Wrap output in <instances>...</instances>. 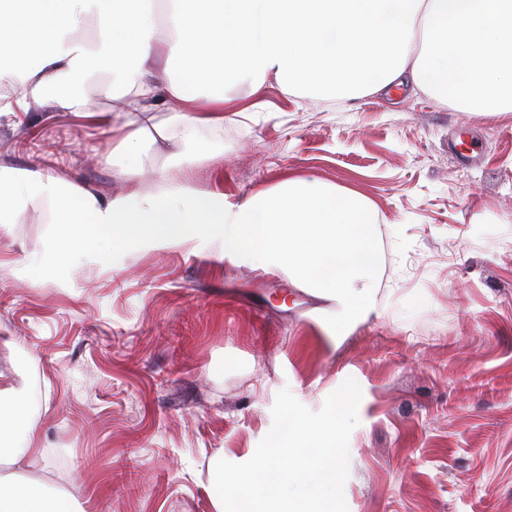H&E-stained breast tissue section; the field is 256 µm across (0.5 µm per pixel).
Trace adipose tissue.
<instances>
[{"mask_svg":"<svg viewBox=\"0 0 512 512\" xmlns=\"http://www.w3.org/2000/svg\"><path fill=\"white\" fill-rule=\"evenodd\" d=\"M88 17L96 36L76 37ZM165 21L158 27L156 0H0V82L19 89L0 115L34 101L77 114L85 103L70 83L106 80L110 105L92 119L112 134L103 161L116 164L122 191L0 166V223H15L20 195L48 208L53 269L92 248L108 266L116 248L207 238L222 259L249 256L334 302L347 329L372 310L381 269V225L367 199L294 177L233 204L164 168L146 192L143 154L172 143L188 159L201 129L223 125L226 89L255 93L270 77L284 93L327 100L407 88L490 116L512 112V0H165ZM160 50L162 72L151 65ZM162 94L174 105L160 119ZM6 437L14 444L0 451V512H81L41 474L32 424L0 412Z\"/></svg>","mask_w":512,"mask_h":512,"instance_id":"obj_1","label":"adipose tissue"}]
</instances>
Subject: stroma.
<instances>
[{"mask_svg":"<svg viewBox=\"0 0 512 512\" xmlns=\"http://www.w3.org/2000/svg\"><path fill=\"white\" fill-rule=\"evenodd\" d=\"M224 113L172 175L230 202L291 176L363 195L382 222L374 308L332 336V302L205 239L117 250L108 270L88 254L50 277L51 226L20 206L0 224V375L47 477L83 512H213L216 451L257 447L280 390L316 411L352 378L349 512H512V113L407 91L297 97L272 79ZM111 150L82 115L0 116L14 168L111 193Z\"/></svg>","mask_w":512,"mask_h":512,"instance_id":"obj_1","label":"stroma"}]
</instances>
